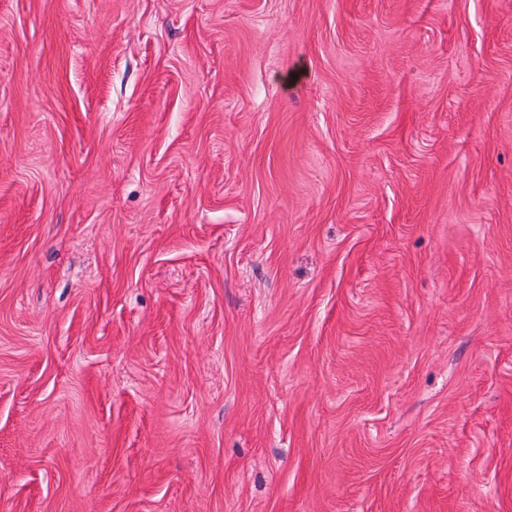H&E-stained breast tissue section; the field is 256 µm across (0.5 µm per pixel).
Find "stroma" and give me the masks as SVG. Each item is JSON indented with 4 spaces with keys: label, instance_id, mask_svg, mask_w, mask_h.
<instances>
[{
    "label": "stroma",
    "instance_id": "obj_1",
    "mask_svg": "<svg viewBox=\"0 0 512 512\" xmlns=\"http://www.w3.org/2000/svg\"><path fill=\"white\" fill-rule=\"evenodd\" d=\"M0 512H512V0H0Z\"/></svg>",
    "mask_w": 512,
    "mask_h": 512
}]
</instances>
